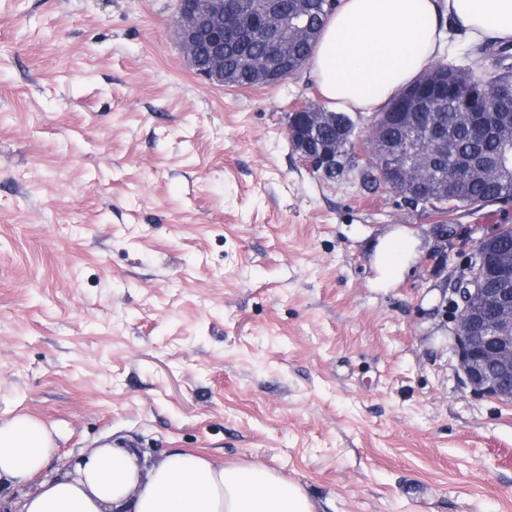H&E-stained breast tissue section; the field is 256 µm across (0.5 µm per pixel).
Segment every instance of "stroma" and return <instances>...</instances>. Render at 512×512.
<instances>
[{
	"mask_svg": "<svg viewBox=\"0 0 512 512\" xmlns=\"http://www.w3.org/2000/svg\"><path fill=\"white\" fill-rule=\"evenodd\" d=\"M174 0H0V416L95 449L260 464L318 512H512V403L464 387L429 225L287 135L309 69L210 87ZM418 241L375 283L379 240Z\"/></svg>",
	"mask_w": 512,
	"mask_h": 512,
	"instance_id": "obj_1",
	"label": "stroma"
}]
</instances>
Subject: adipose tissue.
<instances>
[{
  "mask_svg": "<svg viewBox=\"0 0 512 512\" xmlns=\"http://www.w3.org/2000/svg\"><path fill=\"white\" fill-rule=\"evenodd\" d=\"M479 42L512 40V0H340L310 56L322 96L351 111H378L433 65L442 49L441 17ZM416 242L406 232L380 241L377 280L403 271ZM54 431L26 412L0 418V512H317L297 482L255 464L225 465L176 451L149 469L133 454L100 448L74 471L39 474L56 454Z\"/></svg>",
  "mask_w": 512,
  "mask_h": 512,
  "instance_id": "ef3b65f1",
  "label": "adipose tissue"
}]
</instances>
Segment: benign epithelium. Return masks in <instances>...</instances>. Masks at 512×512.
I'll use <instances>...</instances> for the list:
<instances>
[{
  "instance_id": "1",
  "label": "benign epithelium",
  "mask_w": 512,
  "mask_h": 512,
  "mask_svg": "<svg viewBox=\"0 0 512 512\" xmlns=\"http://www.w3.org/2000/svg\"><path fill=\"white\" fill-rule=\"evenodd\" d=\"M260 24L268 53L264 56L245 54L240 66L262 79L276 73V54L288 42L303 36L295 23H284L277 0H176L174 32L190 69L214 88L232 84V76L224 71V37L247 35L249 26ZM467 83L465 72L449 75L441 66H431L418 82L409 86L383 112L372 113L368 140L374 166L383 182L407 188L404 202L416 208L434 204H451L463 197L474 181L495 180L511 166L489 165L469 160L460 174L451 180L435 181L426 175L433 169L439 154L448 152V134L443 127L428 121L423 132L400 147L386 144L381 131L404 120L416 125V117L433 112L440 104L432 88L445 81ZM470 127L476 137L494 132L512 149V119L497 113L491 106L487 89L480 90L477 101L469 102ZM341 123L356 135V124L349 115L329 112L318 105H307L288 115L287 132L294 150L314 172L329 175L341 169L336 145H312L318 131L326 125ZM459 224H432L429 233L435 239L429 259L442 266L448 262V247L462 234ZM495 232L473 241L465 266L452 270L450 287L441 289L454 309L453 339L463 384L471 392L512 402V252L493 247ZM494 270L502 281L500 288L484 287L488 270Z\"/></svg>"
}]
</instances>
